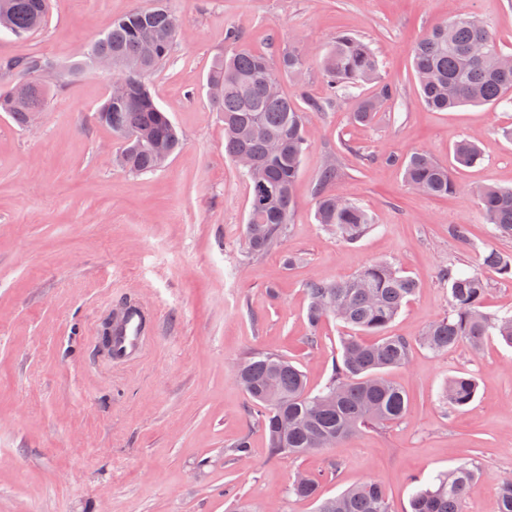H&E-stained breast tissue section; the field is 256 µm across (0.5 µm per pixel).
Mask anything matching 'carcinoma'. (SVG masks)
Instances as JSON below:
<instances>
[{
    "label": "carcinoma",
    "instance_id": "obj_1",
    "mask_svg": "<svg viewBox=\"0 0 512 512\" xmlns=\"http://www.w3.org/2000/svg\"><path fill=\"white\" fill-rule=\"evenodd\" d=\"M49 0H0V31L27 37L46 23ZM180 26L162 2L150 9H134L112 21V27L94 40L71 72L90 67L94 54L112 58V74L132 80L133 98L112 97L99 106L96 121L123 138L115 163L131 174L153 173L182 146L175 124L155 103L148 78L171 56ZM227 42L236 45L229 55L214 60L206 79L207 94L224 119V152L237 160L250 158V182L245 245L251 255L278 246L297 208L294 193L308 141L305 127L309 112L320 111L350 95V88L378 79L379 62L363 40L339 35L325 51L321 66L330 96L325 102L309 100L302 109L282 93L280 74L298 73L306 64L304 52L291 48L278 61L243 44L239 30H226ZM506 53L483 23L461 13L435 26L416 45L413 68L425 105L437 111L464 104H512V69L502 68ZM46 62L40 56L0 58V77L18 79L0 90V112H8L25 127L33 112L45 109L51 88L36 78ZM393 95L388 83L377 95L361 102L352 113L359 123L372 121L382 103ZM457 161L470 166L480 160L474 140L465 138L454 148ZM405 182L430 196L454 193L458 185L448 171L426 151L412 153L404 164ZM336 180V164L325 165L316 192V220L342 240L353 243L373 227L365 208L326 191ZM491 234L512 238V188L480 187L473 191ZM481 266L512 278V258L488 249ZM448 285V314L432 323L419 339L434 353L467 343L477 351L488 336H498L512 346V312L489 314L482 310L487 281L479 270L440 269ZM418 288L417 282L393 264L376 261L357 274L334 282L307 284V319L312 328L333 318L350 330L341 340L333 372L318 392L308 389L306 375L287 357L256 351L239 366L237 382L254 403V411L273 456H300L330 445L341 447L361 428L403 419L408 410L404 390L382 371L404 364L413 343L387 336L373 342L398 316ZM477 384L472 377L448 380L444 400L450 409L469 405ZM480 474L475 461L436 474L411 500V512H461L467 491ZM288 494L319 501L316 512H392L382 488L367 480L342 494L320 498L319 480L291 484ZM496 512H512V479L502 482Z\"/></svg>",
    "mask_w": 512,
    "mask_h": 512
}]
</instances>
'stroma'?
Here are the masks:
<instances>
[{"label":"stroma","mask_w":512,"mask_h":512,"mask_svg":"<svg viewBox=\"0 0 512 512\" xmlns=\"http://www.w3.org/2000/svg\"><path fill=\"white\" fill-rule=\"evenodd\" d=\"M154 0H51L45 26L18 39L0 34V58L39 55L66 65L114 19ZM181 36L149 78L158 106L178 126L182 149L161 170L133 175L113 159L121 143L93 120L111 73L68 77L37 121L18 126L0 112V512H314L289 495L297 474L320 476L331 497L366 480L393 512H409L427 479L474 459L482 474L462 512H495L512 477V347L487 337L480 352L415 346L388 370L409 402L407 416L362 430L342 447L298 457L270 455L252 403L236 380L257 350L288 356L311 390L328 381L340 339L336 320L311 330L309 280L336 281L385 260L419 289L387 328L415 339L447 314L441 268L479 264L476 246L512 256L493 238L471 189L512 186V107L427 108L412 50L434 26L469 13L512 52V0H166ZM249 48L279 57L298 47L307 63L281 88L297 105L329 95L321 59L341 34L362 38L393 96L368 124L352 121L354 98L312 113L309 149L295 184L297 211L279 249L247 258L250 185L224 154V122L205 88L227 28ZM475 138L480 161L459 165L453 147ZM427 151L448 166L457 193L439 198L406 185L400 159ZM368 209L375 226L354 244L315 220L318 177ZM464 225L467 240L452 236ZM296 264H289V257ZM134 300L155 316L143 357L109 364L96 336L116 305ZM477 382L473 401L448 409L450 378ZM248 438L246 459L229 450Z\"/></svg>","instance_id":"obj_1"}]
</instances>
